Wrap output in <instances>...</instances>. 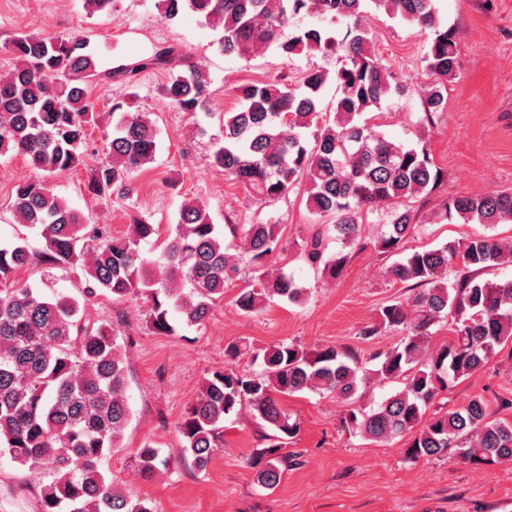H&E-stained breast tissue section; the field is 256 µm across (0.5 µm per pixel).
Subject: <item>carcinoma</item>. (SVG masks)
Returning a JSON list of instances; mask_svg holds the SVG:
<instances>
[{
	"label": "carcinoma",
	"instance_id": "cac0c4a2",
	"mask_svg": "<svg viewBox=\"0 0 512 512\" xmlns=\"http://www.w3.org/2000/svg\"><path fill=\"white\" fill-rule=\"evenodd\" d=\"M383 9L410 24L435 32L423 56L431 76L421 92L420 123H434L443 111L442 89L458 65L455 36L436 21L433 0H159L161 18L172 21L191 11L217 32L215 44L227 56L244 61L271 46L289 58L304 50L342 59L335 75L304 73L300 90L280 79L240 90L241 105L224 114V142L211 154L212 165L243 184L259 203H271L302 185L307 208L331 223L306 241L308 263L336 278L349 255L326 253L325 238L346 248L359 244L363 215L373 207H391L387 230L375 250L391 257L417 228L410 200L432 190L442 174L427 148L388 140L365 114L381 108L405 89L392 83L389 68L367 49L363 26L368 7ZM299 16H315L346 25V34L325 28L300 29L288 39L283 30ZM16 65L0 75V157H24L41 175L19 184L12 204L18 224L39 230L41 248L25 244L0 247V454L48 481L41 489V512H154L149 501L119 486L102 468L120 447L131 419L125 359L112 324L91 317L87 304L101 291L116 299L149 303L150 327L175 331L173 317L200 326L211 315L224 288L240 272V259L224 245L203 205L183 202L178 224L162 229L140 218L125 235L84 216L53 191L50 178L84 164L88 128L99 125L90 87L112 81L130 84L149 68L169 71L161 98L181 112L207 111L208 82L200 66L178 46H167L131 62L107 68L79 34L44 37L20 33L8 44ZM335 85L334 115H323L321 95ZM103 130L109 161L90 171L88 190L105 198L127 190L131 173L154 160L156 130L149 114L131 112L115 102ZM317 127L314 145L302 132ZM445 216L465 224L512 223V193L459 196L445 205ZM241 234L253 265L252 283L236 299L250 315L280 300L299 302L305 288L294 276L266 267L281 240L278 224L227 225ZM163 238L161 251L147 255L141 242ZM39 260L46 265L41 287L20 285L17 270ZM512 266V242L492 235L451 240L438 248L415 251L387 267L413 295L379 309L377 321L361 335L398 331L399 340L375 355L378 367H365L351 348L307 352L280 342L258 350L256 371L241 372L235 362L242 345L225 349L227 368L202 382L200 393L177 423L183 450L199 470L208 465L224 434V422L243 407L271 433L246 457L264 489L280 484L288 467L285 449L299 423L281 398L301 392L330 393L345 401L360 399L375 374L397 389L370 409H352L344 417L348 431L386 442L411 435L405 456H451L462 462L492 465L512 459V422L493 417L485 401L471 399L459 409L426 417L430 405L456 382L477 372L512 340V278L489 280L483 271ZM55 268L79 269L81 298L51 289ZM446 321L452 338L434 349L431 327ZM135 464L150 478L170 467V459L150 445L139 449Z\"/></svg>",
	"mask_w": 512,
	"mask_h": 512
}]
</instances>
